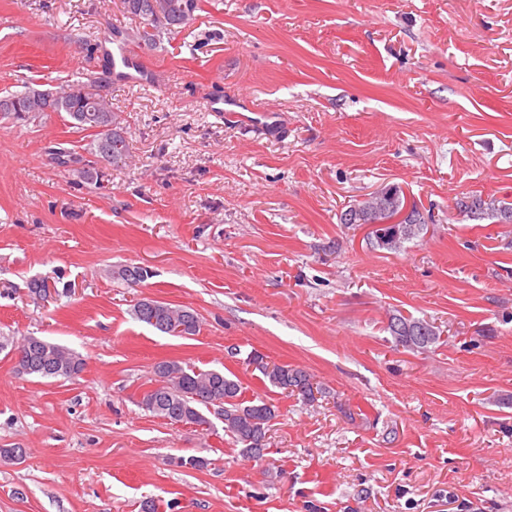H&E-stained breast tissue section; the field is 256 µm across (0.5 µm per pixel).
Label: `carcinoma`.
Returning <instances> with one entry per match:
<instances>
[{
	"mask_svg": "<svg viewBox=\"0 0 512 512\" xmlns=\"http://www.w3.org/2000/svg\"><path fill=\"white\" fill-rule=\"evenodd\" d=\"M204 0H122L126 13L140 19L134 32L135 39L143 47L153 50L160 44L161 36L170 34L193 19L195 12L203 10ZM104 79L72 83L61 91V98L52 100L55 111L67 115L72 127L94 132L92 140L97 158L114 167H122L131 158L125 125L121 115L112 110V103L102 105L103 111H92L91 99L96 96L97 86ZM0 114L16 120L29 121L44 114L46 99L40 90L27 88L20 93L4 97ZM404 210V200L395 189L382 191L352 207L341 215L343 224H378L375 231L378 245L395 247L398 242L410 239L423 229L424 221L413 209L402 221L399 234H394L384 223ZM112 277L130 284H139L150 273L140 266H121L111 270ZM134 316L160 333L169 336L189 337L199 333L201 321L196 312L183 306L149 298L140 299L133 307ZM387 330L396 345L412 350L427 351L441 338L440 328L433 323L413 317L393 314ZM22 356L21 365L28 374L39 378L72 377L83 370L84 360L76 351L38 337L22 338L16 346ZM247 363L255 365L268 384L285 394L299 396L306 402L316 399L320 392L318 383L307 371L279 364H269L264 356L252 351ZM154 387L146 392L141 406L146 411L172 423L210 426L204 414L215 397L224 399L221 419L224 435L241 446L243 455L259 461L266 456L267 432L276 417L273 404L262 397L250 401L242 399L243 387L234 374L221 370L200 369L178 361H163L153 367Z\"/></svg>",
	"mask_w": 512,
	"mask_h": 512,
	"instance_id": "1",
	"label": "carcinoma"
}]
</instances>
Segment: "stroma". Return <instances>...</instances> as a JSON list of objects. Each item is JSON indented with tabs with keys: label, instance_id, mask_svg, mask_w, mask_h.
Segmentation results:
<instances>
[{
	"label": "stroma",
	"instance_id": "1",
	"mask_svg": "<svg viewBox=\"0 0 512 512\" xmlns=\"http://www.w3.org/2000/svg\"><path fill=\"white\" fill-rule=\"evenodd\" d=\"M136 26L121 0H0V96L101 74ZM145 57L163 83L111 78L132 159L100 183L50 155L92 157L60 114L0 115V448L26 451L0 460V512H512V223L455 208L512 204V0H208ZM391 187L425 220L394 250L339 221ZM143 297L200 332L139 322ZM393 313L443 344L395 347ZM26 336L83 370L20 373ZM254 350L323 396L265 387ZM165 360L270 400L271 466L217 411L206 431L144 410ZM133 314L139 321L169 336L189 337L200 331L198 314L183 305L142 298L134 305ZM180 326L182 329L176 331Z\"/></svg>",
	"mask_w": 512,
	"mask_h": 512
}]
</instances>
